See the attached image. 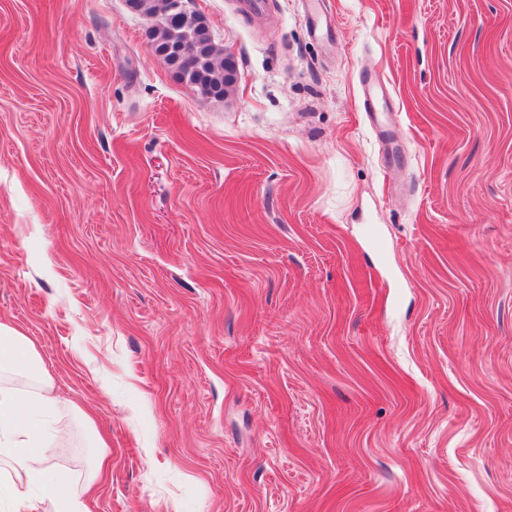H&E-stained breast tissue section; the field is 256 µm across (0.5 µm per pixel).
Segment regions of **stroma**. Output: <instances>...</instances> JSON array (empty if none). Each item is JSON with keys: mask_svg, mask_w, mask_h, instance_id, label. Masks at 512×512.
<instances>
[{"mask_svg": "<svg viewBox=\"0 0 512 512\" xmlns=\"http://www.w3.org/2000/svg\"><path fill=\"white\" fill-rule=\"evenodd\" d=\"M0 0V323L91 512H512V0ZM386 94L364 111L361 87ZM129 1L133 2L134 7L139 9L148 21L160 16L161 23L150 27L148 37L152 41L154 51L181 80L198 86L205 93L214 96L224 95L236 78L235 61L231 56L224 54V48L213 41L209 31L198 26L197 14L169 10V0ZM180 42H189L194 48V57L189 64L179 58L173 50ZM228 60L230 66H226ZM38 367H41V360L28 337L0 323V374L2 370H38Z\"/></svg>", "mask_w": 512, "mask_h": 512, "instance_id": "stroma-1", "label": "stroma"}]
</instances>
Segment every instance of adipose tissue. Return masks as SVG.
Returning <instances> with one entry per match:
<instances>
[{
    "label": "adipose tissue",
    "mask_w": 512,
    "mask_h": 512,
    "mask_svg": "<svg viewBox=\"0 0 512 512\" xmlns=\"http://www.w3.org/2000/svg\"><path fill=\"white\" fill-rule=\"evenodd\" d=\"M33 343L14 327L0 323V371L40 367ZM46 396L25 397L0 384V465L22 477L24 490H11L10 512H90L73 496L69 477L49 463L48 444L55 434Z\"/></svg>",
    "instance_id": "obj_1"
}]
</instances>
